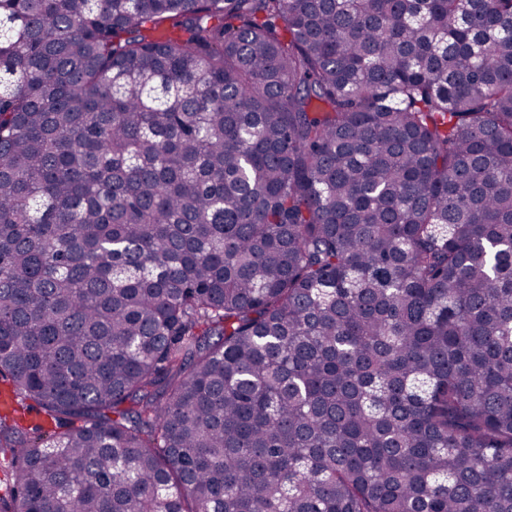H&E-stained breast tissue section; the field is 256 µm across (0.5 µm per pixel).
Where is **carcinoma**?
Returning <instances> with one entry per match:
<instances>
[{
  "instance_id": "cac0c4a2",
  "label": "carcinoma",
  "mask_w": 512,
  "mask_h": 512,
  "mask_svg": "<svg viewBox=\"0 0 512 512\" xmlns=\"http://www.w3.org/2000/svg\"><path fill=\"white\" fill-rule=\"evenodd\" d=\"M0 512H512V0H0Z\"/></svg>"
}]
</instances>
